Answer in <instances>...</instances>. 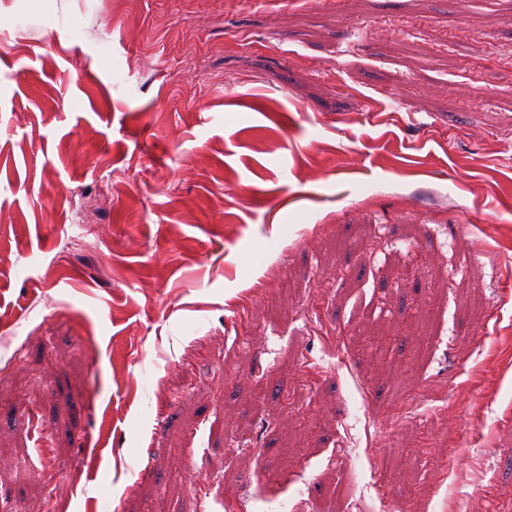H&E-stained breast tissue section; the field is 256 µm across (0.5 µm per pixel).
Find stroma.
<instances>
[{"label": "stroma", "mask_w": 512, "mask_h": 512, "mask_svg": "<svg viewBox=\"0 0 512 512\" xmlns=\"http://www.w3.org/2000/svg\"><path fill=\"white\" fill-rule=\"evenodd\" d=\"M399 502L512 512V0H0V512Z\"/></svg>", "instance_id": "35a3bbf8"}]
</instances>
